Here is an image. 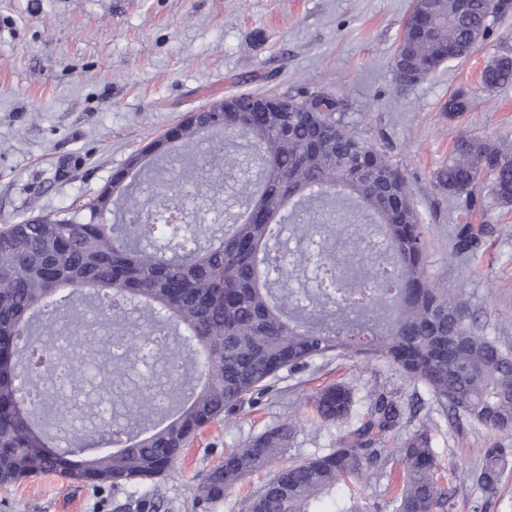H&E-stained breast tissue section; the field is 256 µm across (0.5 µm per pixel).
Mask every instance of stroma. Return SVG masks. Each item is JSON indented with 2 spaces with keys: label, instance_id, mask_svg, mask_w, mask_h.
Segmentation results:
<instances>
[{
  "label": "stroma",
  "instance_id": "obj_1",
  "mask_svg": "<svg viewBox=\"0 0 512 512\" xmlns=\"http://www.w3.org/2000/svg\"><path fill=\"white\" fill-rule=\"evenodd\" d=\"M413 0H0V228L76 208L97 195L129 158L212 100L242 92L302 96L319 89L344 103L343 123L382 148L409 181L426 229V264L438 287L464 290L492 335L512 344V209L489 205L473 223L490 224L479 249L449 262L464 215L434 186L459 133L512 143V85L486 92L480 76L512 57V16L498 20L470 56L405 86L392 56ZM469 89V112L441 107ZM181 196L190 230L209 234L220 214L240 212L236 183L216 193L192 156L156 176ZM336 383L358 397L386 387L416 417L390 434L398 448L420 425L431 428L450 512H512V467L499 492L483 494L473 474L485 451L512 454V435L458 427L440 415L422 385L382 361L318 359L282 373L253 406L204 427L161 483L168 512H242L240 503L272 476L264 469L210 507L195 502L194 477L228 448L290 422L281 465L335 448L345 426L314 421L309 401ZM0 512H113L112 498L57 474L0 484Z\"/></svg>",
  "mask_w": 512,
  "mask_h": 512
}]
</instances>
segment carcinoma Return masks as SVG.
<instances>
[{
    "mask_svg": "<svg viewBox=\"0 0 512 512\" xmlns=\"http://www.w3.org/2000/svg\"><path fill=\"white\" fill-rule=\"evenodd\" d=\"M424 26L403 33L392 59L427 77L443 64L467 57L497 20L512 14L503 4L486 18L484 0H414ZM488 91L512 84V57L501 56L483 71ZM245 100L249 94H238ZM234 98V99H236ZM225 102L224 129L209 133L185 119L172 129L173 142L155 139L133 155L125 169L77 210L35 216L0 231V355L10 362L0 374V484L54 472L97 490L134 488L118 512H160L159 480L178 462L184 447L205 426L222 421L269 390L283 371L304 368L316 358L349 356L384 361L408 380L422 384L438 410L493 434H512V348L486 331L458 290L435 287L425 267L423 219L406 178L383 151L364 145L337 113L339 98L307 92L284 99L277 112H239ZM470 92L454 91L441 110H470ZM209 149L201 169L232 177L250 155L260 165L262 188L245 181L239 194L246 209L230 228L193 238L184 253L166 228L151 223L156 210L179 206L166 194L144 195L153 163L191 149ZM359 160L385 172L382 181L357 180L345 163ZM500 208L512 207V144L461 134L434 186L459 200L467 217L484 211L480 184ZM291 228L317 267L333 270L330 286L306 295L295 291V269L271 252V226ZM487 225L456 227L452 259L477 248ZM329 239H345L342 257L326 250ZM79 297L103 301V335L84 336L63 356L68 373L81 380L88 367L106 359L109 345L137 352L140 336L109 332L127 321L134 307L147 313L149 331L168 329L157 359L176 365L170 391L188 368L203 381L159 424L147 428L156 399L150 391L121 390L109 378L99 386L112 406L129 417L103 420L75 431L58 413L55 430L37 421L40 411L26 401L18 379V344L39 345L71 326ZM324 422H345L356 402L351 386L328 387L311 398ZM366 412L349 426L331 452L279 468L245 501V512H369L361 501L339 497L352 480L381 485L389 457L403 467L396 490L384 486L393 512H447L450 497L437 478L439 463L429 428L407 436L392 452L382 439L401 428L400 396L384 387L365 396ZM109 436L121 447L83 453ZM288 442V426L268 429L224 461L199 475L196 500L206 506L254 472L272 466ZM508 454L488 452L475 473L477 485L496 493Z\"/></svg>",
    "mask_w": 512,
    "mask_h": 512,
    "instance_id": "1",
    "label": "carcinoma"
}]
</instances>
